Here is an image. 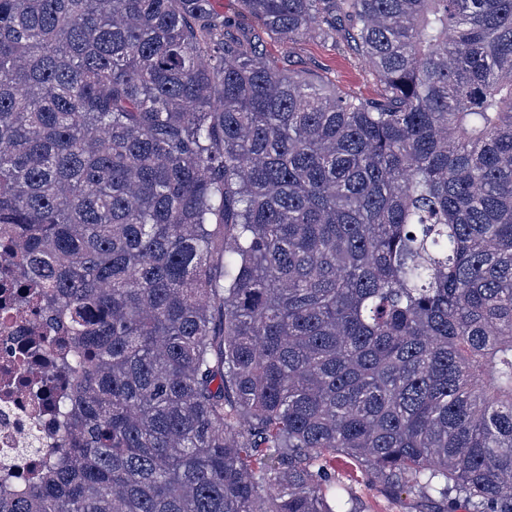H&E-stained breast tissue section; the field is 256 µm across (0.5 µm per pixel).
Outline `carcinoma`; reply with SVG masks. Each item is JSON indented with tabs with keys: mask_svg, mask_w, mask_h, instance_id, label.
<instances>
[{
	"mask_svg": "<svg viewBox=\"0 0 512 512\" xmlns=\"http://www.w3.org/2000/svg\"><path fill=\"white\" fill-rule=\"evenodd\" d=\"M349 23L374 99L212 0H0V240L69 349L0 512H355L336 454L512 512V0H239Z\"/></svg>",
	"mask_w": 512,
	"mask_h": 512,
	"instance_id": "cac0c4a2",
	"label": "carcinoma"
}]
</instances>
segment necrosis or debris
<instances>
[{
	"label": "necrosis or debris",
	"mask_w": 512,
	"mask_h": 512,
	"mask_svg": "<svg viewBox=\"0 0 512 512\" xmlns=\"http://www.w3.org/2000/svg\"><path fill=\"white\" fill-rule=\"evenodd\" d=\"M22 253L17 243L0 251V495L28 480L33 458L56 453L68 398L63 361L46 345L53 324L32 318L37 289L21 298L5 286Z\"/></svg>",
	"instance_id": "obj_1"
}]
</instances>
